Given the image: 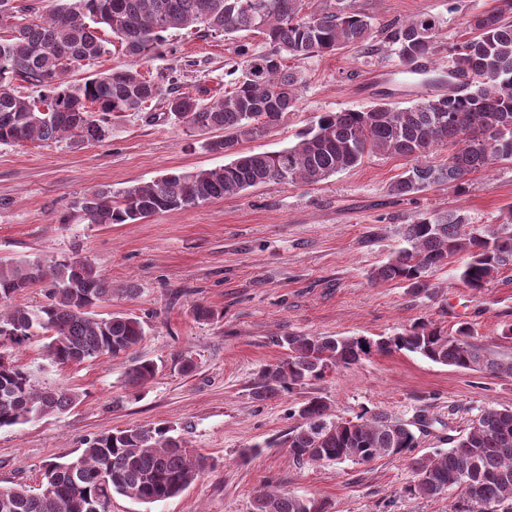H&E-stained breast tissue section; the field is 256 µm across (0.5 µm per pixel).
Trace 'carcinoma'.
<instances>
[{
	"label": "carcinoma",
	"mask_w": 512,
	"mask_h": 512,
	"mask_svg": "<svg viewBox=\"0 0 512 512\" xmlns=\"http://www.w3.org/2000/svg\"><path fill=\"white\" fill-rule=\"evenodd\" d=\"M37 21L32 4L0 0V18L12 20L0 37V144L24 146L69 137L77 143L108 138L110 117L139 112L157 100L168 119L192 132L220 131L203 143L230 161L220 167L165 174L118 190L96 188L74 201L72 210L89 224H133L161 212L199 206L271 183L317 184L352 169L373 153L411 162L390 185L397 197H410L432 185H459L512 157V0H498L490 11L465 21L466 38L454 48L453 65L470 79L459 89L418 98L399 107L381 98L363 110L325 112L300 139L281 150L243 153L241 141L264 137L298 103L304 77L290 60L329 55L347 47L369 49L374 38L398 54L405 69L438 48L435 17L373 31V18L355 11L350 0H56ZM197 27L201 36L238 31L263 34L264 48L242 49L225 62L231 77L224 95L203 102L180 91L172 71L163 85L134 67L111 68L79 82L67 75L109 53L108 30L125 53L151 59L162 54L172 29ZM37 88V96L15 93L13 81ZM450 148L448 161L430 156ZM405 246L375 268L371 281L398 282L414 296L428 293L431 274L461 261L458 280L473 293L487 288L504 267H512V204L497 223L468 228L463 215H418L398 230ZM40 289L36 308L13 303L15 296ZM112 281L88 260L71 256L51 264L20 259L0 264V429L40 417L63 414L78 394L66 384L38 388L32 372L8 349L33 336L47 339L44 359L64 368L104 355L118 358L146 336L140 318L115 313L99 318L94 308L112 299ZM285 356L265 366L253 387L259 400L304 388L326 373L360 362L375 352L406 351L431 362L500 378H512V357L472 340L469 324L448 331L421 320L410 329L378 339L288 333L271 337ZM159 371L154 360L133 365L126 386L137 396ZM297 425L282 444L306 463H364L404 458L418 447L416 432L435 420L387 409L366 410L345 419L330 413L322 396H309L292 412ZM451 447L413 462L416 478L404 493L434 498L457 490L477 505L476 512H512V407L478 411ZM214 467L208 456L188 448L169 424L137 425L96 434L81 453L45 465L39 487L0 486V512H111L112 495L158 502L181 494ZM465 474L467 484L455 482ZM254 512H317L299 496L260 491Z\"/></svg>",
	"instance_id": "carcinoma-1"
}]
</instances>
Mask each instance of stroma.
Returning a JSON list of instances; mask_svg holds the SVG:
<instances>
[{
    "instance_id": "35a3bbf8",
    "label": "stroma",
    "mask_w": 512,
    "mask_h": 512,
    "mask_svg": "<svg viewBox=\"0 0 512 512\" xmlns=\"http://www.w3.org/2000/svg\"><path fill=\"white\" fill-rule=\"evenodd\" d=\"M352 4L378 26L421 13L438 18L441 50L433 62L444 76L453 48L464 38L466 17L492 9L495 0ZM241 45L257 49L263 40L250 32L212 39L191 29L173 30L162 57L134 62L116 43L69 78L80 81L131 63L156 78L175 68L185 89L204 86L215 99L227 81L224 61ZM296 67L305 81L295 111L266 137L241 142L240 151L294 144L324 112L362 109L382 97L406 106L448 90L444 80L405 78L387 49L347 48ZM164 111L155 103L114 115L112 133L100 143L0 145V262L86 256L118 288L97 314L127 313L149 326L125 356L62 369L44 359L42 338L14 348V358L41 385L67 384L80 401L66 413L0 430V483L40 485L43 466L75 456L85 438L168 422L190 448L212 458L214 468L167 501L113 495L112 512H253L263 487L314 500L318 512H461L467 500L457 491L440 498L405 494L415 478L413 460L447 447L449 429H462L479 409L512 407V379L400 351L374 353L273 399L257 400L252 389L264 365L285 353L270 341L276 333L375 338L404 331L421 318L450 331L463 321L475 342L512 355V342L500 337L512 324V268L502 269L479 294L458 282L451 265L431 275L437 290L429 296H412L395 282L369 281L371 271L401 246L398 225L417 215L455 211L477 227L496 223L501 208L512 203V162L468 175L464 189L432 186L406 199L391 195L389 187L408 160L372 154L317 184L258 186L136 224H87L72 216V202L91 189L225 164L224 155L204 149V135L168 120ZM127 284L135 294H121ZM196 303L213 309L215 319L194 320ZM185 351L195 362L188 372L179 360ZM147 359L163 367L140 397H131L125 373ZM311 395L325 397L335 415L348 419L377 407L406 415L423 409L437 423L405 458L300 464L276 441L295 425L290 408Z\"/></svg>"
}]
</instances>
